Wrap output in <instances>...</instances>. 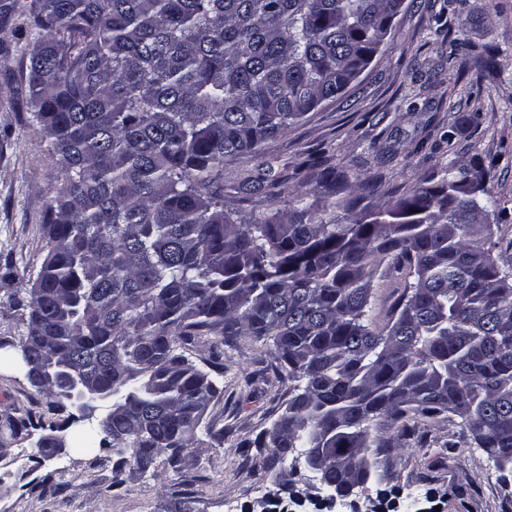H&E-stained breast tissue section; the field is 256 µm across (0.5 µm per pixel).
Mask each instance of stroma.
<instances>
[{"instance_id": "35a3bbf8", "label": "stroma", "mask_w": 512, "mask_h": 512, "mask_svg": "<svg viewBox=\"0 0 512 512\" xmlns=\"http://www.w3.org/2000/svg\"><path fill=\"white\" fill-rule=\"evenodd\" d=\"M38 36L24 12L0 32V425L13 416L38 417L49 406L24 377L17 345L27 324L5 301L9 288L40 269L50 247L42 224L63 180L28 102V45ZM320 150L345 168L349 198L353 183L376 172L399 194L456 162L482 169L498 214L496 251L512 263V0H403L380 53L345 97L263 145L269 174L247 156L225 162V205L254 217L275 206L292 209L295 169ZM265 176L278 182V202L260 188ZM404 284L395 271L375 277L370 315L377 325L389 320ZM275 362V353L257 344L225 350L224 396L211 412L224 426V443L197 452L179 474L142 476L129 463L123 485L111 489L113 456L82 442L80 422L68 428L64 450L43 460L34 457V438H5L0 512H163L177 489L191 491L197 512H262L272 479L239 448L271 427L284 397L277 382L250 388L242 375L267 372ZM421 432L397 450L388 477L361 492V506L512 512L511 472L500 473L473 445L448 451L458 424L442 416L423 422Z\"/></svg>"}]
</instances>
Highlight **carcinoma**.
Returning <instances> with one entry per match:
<instances>
[{
    "label": "carcinoma",
    "mask_w": 512,
    "mask_h": 512,
    "mask_svg": "<svg viewBox=\"0 0 512 512\" xmlns=\"http://www.w3.org/2000/svg\"><path fill=\"white\" fill-rule=\"evenodd\" d=\"M20 0H0V31ZM402 0H28L30 107L59 156L51 242L32 280L8 296L28 334L25 378L49 416L10 420L13 438L66 439L65 369L92 386L81 419L137 472L179 474L219 448L204 419L223 393L222 356L205 338L274 350L284 409L246 451L263 469L307 471L308 489L381 481L399 441L444 414L512 470V266L491 242L485 174L438 178L351 218L379 192L340 197L336 166L307 174L288 219L224 205V161L343 97L379 52ZM405 275L391 318L373 327L382 266ZM182 491L166 512H194Z\"/></svg>",
    "instance_id": "1"
}]
</instances>
